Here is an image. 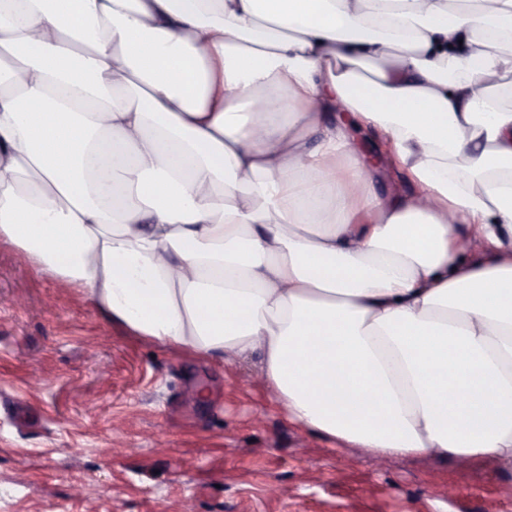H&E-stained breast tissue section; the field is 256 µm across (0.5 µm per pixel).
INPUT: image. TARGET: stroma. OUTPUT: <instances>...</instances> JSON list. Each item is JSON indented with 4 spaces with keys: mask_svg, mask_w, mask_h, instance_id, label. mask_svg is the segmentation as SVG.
<instances>
[{
    "mask_svg": "<svg viewBox=\"0 0 512 512\" xmlns=\"http://www.w3.org/2000/svg\"><path fill=\"white\" fill-rule=\"evenodd\" d=\"M260 361L130 336L1 242L0 512H512L511 466L308 437Z\"/></svg>",
    "mask_w": 512,
    "mask_h": 512,
    "instance_id": "stroma-1",
    "label": "stroma"
}]
</instances>
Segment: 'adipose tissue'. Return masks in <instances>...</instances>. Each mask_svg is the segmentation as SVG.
Instances as JSON below:
<instances>
[{"label":"adipose tissue","mask_w":512,"mask_h":512,"mask_svg":"<svg viewBox=\"0 0 512 512\" xmlns=\"http://www.w3.org/2000/svg\"><path fill=\"white\" fill-rule=\"evenodd\" d=\"M508 76L512 0H0V239L311 437L512 465Z\"/></svg>","instance_id":"adipose-tissue-1"}]
</instances>
